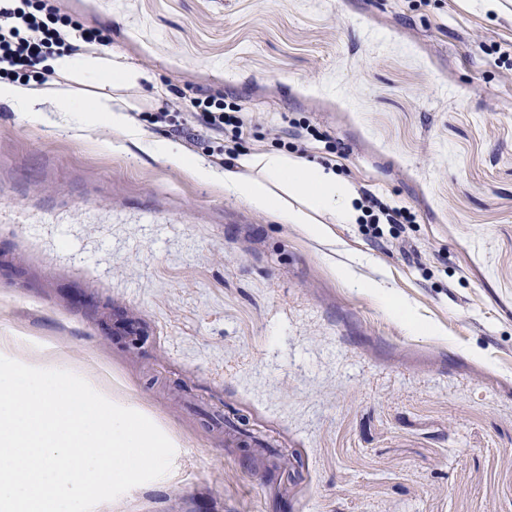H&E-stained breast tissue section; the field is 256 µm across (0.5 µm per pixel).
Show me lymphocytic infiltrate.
I'll return each instance as SVG.
<instances>
[{
	"label": "lymphocytic infiltrate",
	"instance_id": "obj_1",
	"mask_svg": "<svg viewBox=\"0 0 512 512\" xmlns=\"http://www.w3.org/2000/svg\"><path fill=\"white\" fill-rule=\"evenodd\" d=\"M105 30L87 28L56 12L51 0H21L19 7L0 6V78L35 81L39 85L56 79L45 68L52 55H76L92 45H106ZM136 120L167 131L184 141L207 145L209 161L224 166L240 154L242 139L257 124L255 113L234 98L203 91L176 92L155 112H139ZM358 230L366 239L409 256L407 234L413 214L368 189H360Z\"/></svg>",
	"mask_w": 512,
	"mask_h": 512
}]
</instances>
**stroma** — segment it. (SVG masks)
<instances>
[{
	"mask_svg": "<svg viewBox=\"0 0 512 512\" xmlns=\"http://www.w3.org/2000/svg\"><path fill=\"white\" fill-rule=\"evenodd\" d=\"M141 72L234 93L274 151L291 113L338 178L407 207L406 262L323 246L168 166L87 106L0 103V336L98 363L176 432L169 471L94 512H512V0H56ZM348 267L353 281L333 265ZM148 335L119 344L112 323Z\"/></svg>",
	"mask_w": 512,
	"mask_h": 512,
	"instance_id": "1",
	"label": "stroma"
}]
</instances>
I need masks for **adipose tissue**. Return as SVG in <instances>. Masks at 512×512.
<instances>
[{
  "label": "adipose tissue",
  "instance_id": "adipose-tissue-1",
  "mask_svg": "<svg viewBox=\"0 0 512 512\" xmlns=\"http://www.w3.org/2000/svg\"><path fill=\"white\" fill-rule=\"evenodd\" d=\"M60 76L81 72L124 89L137 85L140 72L125 67L118 59L90 52L48 59ZM0 102L23 106L34 120L46 121L48 113L72 112L75 100L51 85L0 80ZM103 118L116 132L141 150L161 155L172 168L224 188L251 208L271 215L284 224L306 229L321 245L333 241L332 225L356 223L360 215L356 194L333 171L313 168L299 158L282 152L242 156L235 164L221 168L190 153L175 142L159 143L129 115L122 98L101 103Z\"/></svg>",
  "mask_w": 512,
  "mask_h": 512
}]
</instances>
